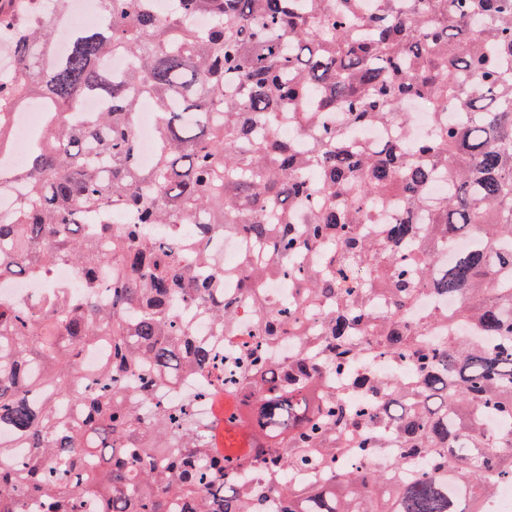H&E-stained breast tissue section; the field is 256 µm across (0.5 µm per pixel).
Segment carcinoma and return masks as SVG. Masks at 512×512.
Masks as SVG:
<instances>
[{
	"mask_svg": "<svg viewBox=\"0 0 512 512\" xmlns=\"http://www.w3.org/2000/svg\"><path fill=\"white\" fill-rule=\"evenodd\" d=\"M54 2L0 0V108L35 94L49 113L0 214V280L68 264L81 292L0 300V512H261L270 492L285 512H484L512 479V0H96L98 23L70 27ZM117 51L132 68L108 69ZM88 96L102 110L73 123ZM410 101L434 114L417 141ZM370 125L399 139L369 144ZM226 236L246 247L229 269ZM425 291L456 306L412 323ZM378 349L391 378L358 372ZM201 372L224 391L208 439L193 401L154 402ZM393 448L392 475L348 465ZM255 464L263 484L240 481ZM136 136L140 145V160L143 166L148 167L152 162V148L155 134V118L153 113L141 118L135 127Z\"/></svg>",
	"mask_w": 512,
	"mask_h": 512,
	"instance_id": "carcinoma-1",
	"label": "carcinoma"
}]
</instances>
